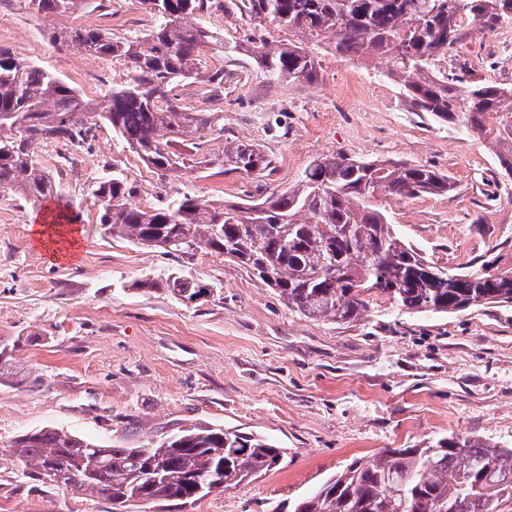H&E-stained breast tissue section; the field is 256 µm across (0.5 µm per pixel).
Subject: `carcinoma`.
Here are the masks:
<instances>
[{"mask_svg":"<svg viewBox=\"0 0 512 512\" xmlns=\"http://www.w3.org/2000/svg\"><path fill=\"white\" fill-rule=\"evenodd\" d=\"M38 12L72 15L105 7L104 0H26ZM155 16L140 38L114 39L101 28L54 32L50 40L84 55L123 61V83L98 108L76 88L40 66L0 48V189L36 206L57 192L56 178L38 165L43 140L77 149L102 126L163 176L205 173L217 162L229 172L262 173L271 161L249 141L232 142L224 156L195 146L198 131L215 125L210 112L179 103L184 81L216 92L224 68L202 70L206 52L238 55L249 48L226 42L193 23L218 0H140ZM260 26L310 39L336 37L344 56L375 55L392 63L402 93L416 112L465 130H478L499 166H512V87L456 82L432 72L437 57L462 47L473 31L512 24V0H240ZM257 61L275 80H316L319 62L301 42L259 39ZM493 112L496 125L483 119ZM448 176L426 165L361 161L342 155L314 158L294 189L244 206L205 204L188 192L143 209L133 182L112 168L92 182L96 223L105 233L175 257L194 251L223 255L273 289L292 311L315 320L350 323L364 317L375 292L408 314H453L486 304L512 306V272L484 259L466 273L435 266L397 237L380 196L436 195ZM163 286L182 300L207 295L183 272L134 283ZM25 387L31 375L14 370L0 352V382ZM11 464L25 478L112 502H169L185 507L275 469L284 454L266 440L201 427L181 430L149 448H117L42 428L14 437ZM293 512H512V448L464 436L425 448H387L355 459Z\"/></svg>","mask_w":512,"mask_h":512,"instance_id":"cac0c4a2","label":"carcinoma"}]
</instances>
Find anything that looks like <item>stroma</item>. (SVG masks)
<instances>
[{"instance_id": "1", "label": "stroma", "mask_w": 512, "mask_h": 512, "mask_svg": "<svg viewBox=\"0 0 512 512\" xmlns=\"http://www.w3.org/2000/svg\"><path fill=\"white\" fill-rule=\"evenodd\" d=\"M195 21L228 41L255 33L236 10ZM155 23L137 0L64 16L0 0V48L97 100L125 78L121 63L98 58L94 70H77L75 51L51 43L50 34L92 25L118 39L141 37ZM307 46L320 64L311 83L271 79L252 54L209 52L204 66L224 70L223 101L198 84L177 89L191 110L220 111L218 129L199 133L204 151L219 155L229 142L252 141L274 160L267 176L216 166L165 178L105 127L71 169L61 165L60 144L35 145L37 163L59 174L58 195L46 206L0 189V348L41 379L33 388L0 384V505L8 512H114L109 501L23 481L8 443L44 427L123 448L214 427L283 449L277 468L183 512H289L353 459L452 434L512 448V306L419 315L377 297L363 319L339 325L296 314L222 256L185 262L97 224L89 184L112 164L136 183V204L151 208L186 191L207 204L258 198L295 186L315 157L345 154L448 174L446 194L380 198L395 231L439 267L463 272L482 255L512 270V179L487 142L411 112L386 60L339 55L330 38ZM435 67L452 78L512 85V53L489 33H473ZM49 208L80 217L71 255L38 239ZM182 266L210 285V296L187 302L134 286Z\"/></svg>"}]
</instances>
